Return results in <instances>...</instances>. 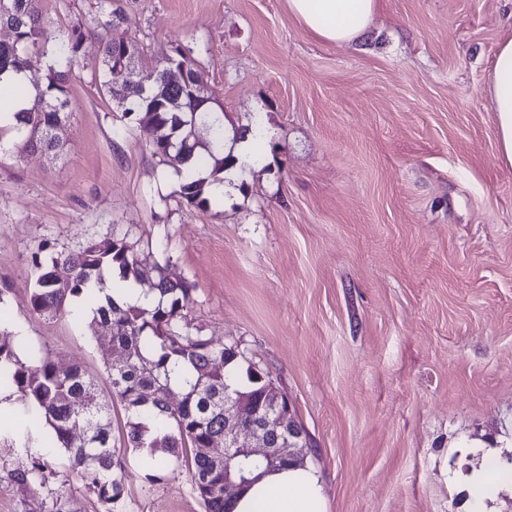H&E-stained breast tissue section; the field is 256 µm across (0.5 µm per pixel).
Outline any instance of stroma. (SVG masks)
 Masks as SVG:
<instances>
[{"label":"stroma","instance_id":"stroma-1","mask_svg":"<svg viewBox=\"0 0 512 512\" xmlns=\"http://www.w3.org/2000/svg\"><path fill=\"white\" fill-rule=\"evenodd\" d=\"M56 32L99 0H35ZM121 34L156 61L191 50L225 127L262 120L267 170L223 206L184 204L172 167L99 91L86 36L62 152L0 154L7 324L60 366L104 380L91 322L30 313V257L121 236L193 286L188 318L235 342L287 392L313 439L326 512H467L484 450L512 459V164L490 77L512 0H380L348 45L312 36L288 0H123ZM46 433L0 431V512H204L185 463L150 481L127 453L113 508ZM47 464L43 487L21 484Z\"/></svg>","mask_w":512,"mask_h":512}]
</instances>
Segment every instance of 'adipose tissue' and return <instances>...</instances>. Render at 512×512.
<instances>
[{
	"label": "adipose tissue",
	"mask_w": 512,
	"mask_h": 512,
	"mask_svg": "<svg viewBox=\"0 0 512 512\" xmlns=\"http://www.w3.org/2000/svg\"><path fill=\"white\" fill-rule=\"evenodd\" d=\"M293 16L320 39L352 43L375 20L379 0H288ZM501 158L512 163V39L497 52L490 78ZM36 95L25 73L0 77V119L27 107ZM469 512H487V503L504 489L512 490V462L497 460L495 467L480 465L468 476ZM233 512H326L320 477L306 467L268 471L239 493Z\"/></svg>",
	"instance_id": "obj_1"
}]
</instances>
